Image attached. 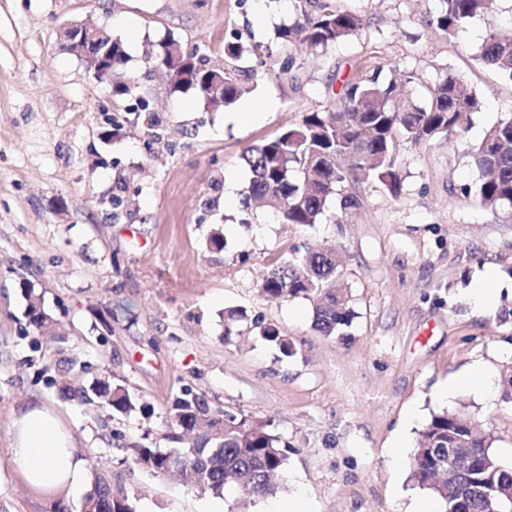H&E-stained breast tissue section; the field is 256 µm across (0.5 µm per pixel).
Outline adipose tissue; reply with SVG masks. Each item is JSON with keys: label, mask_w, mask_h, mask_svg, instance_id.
<instances>
[{"label": "adipose tissue", "mask_w": 512, "mask_h": 512, "mask_svg": "<svg viewBox=\"0 0 512 512\" xmlns=\"http://www.w3.org/2000/svg\"><path fill=\"white\" fill-rule=\"evenodd\" d=\"M12 463L36 491L83 488L89 479L70 431L50 409L33 405L13 421Z\"/></svg>", "instance_id": "obj_1"}]
</instances>
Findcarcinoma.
<instances>
[{
    "mask_svg": "<svg viewBox=\"0 0 512 512\" xmlns=\"http://www.w3.org/2000/svg\"><path fill=\"white\" fill-rule=\"evenodd\" d=\"M439 2L431 24L447 37L456 36L469 19L490 12L494 4V0ZM362 28L360 16L321 4L303 20L279 27L277 39L315 52ZM146 56L178 76L174 90L189 93L206 106H230L247 92L237 67L213 68L205 56L184 50L171 36L151 45ZM477 58L512 81V38L490 30ZM413 82L411 72L383 77L375 71L349 80L335 109L306 112L277 138L249 148L243 159L251 177L241 213L250 214L259 202L285 224L308 226L319 223L336 198L345 207L357 204L347 193L352 182L376 179L390 194H398L402 180L396 168L397 138L422 146L439 136L461 134L469 116L480 110L476 92L450 70L440 73L420 99L410 89ZM471 157L481 175L477 186L481 203L512 210V118L489 127ZM260 290L270 301L308 300L313 328L323 336L342 337L352 324L351 295L340 280L333 247L281 262L262 280ZM24 295L29 325L40 330L48 320L41 299L31 288L24 289ZM261 336L282 355H293V344L277 327H263ZM64 370L70 377L61 391L70 400L98 404L116 414L146 413L147 404L124 385L106 379L87 385L82 378L86 366L70 359L64 360ZM500 385L502 401L512 403L511 363L503 366ZM226 414L213 410L204 396L185 390L173 400L166 420L173 437L185 447L163 452L135 442L128 447L131 459L157 476L174 472L184 485L216 496L232 485L245 506L274 493L279 489L275 478L286 464L288 442L268 425L236 415L233 428L218 433L215 428ZM471 430L474 440L465 447L467 463L459 467L448 449L460 447L457 438ZM437 459L443 469L451 470V478L438 476ZM410 474L416 485L441 502L444 512H501L512 498V466L500 461L491 438L475 431L473 420L462 412L432 414L419 432ZM81 512H136L134 496L99 478L84 496Z\"/></svg>",
    "mask_w": 512,
    "mask_h": 512,
    "instance_id": "obj_1",
    "label": "carcinoma"
}]
</instances>
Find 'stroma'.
I'll return each mask as SVG.
<instances>
[{"label":"stroma","mask_w":512,"mask_h":512,"mask_svg":"<svg viewBox=\"0 0 512 512\" xmlns=\"http://www.w3.org/2000/svg\"><path fill=\"white\" fill-rule=\"evenodd\" d=\"M326 2L361 15L364 27L313 55L276 38L310 11L308 0H0V512H51L54 497L35 493L11 461L13 419L32 404L70 429L90 478L134 493L136 512H205L216 502L238 512L234 487L217 497L182 486L127 451L143 436L176 447L164 420L187 388L287 440L280 489L251 512L301 496L309 512H409L432 502L409 464L422 427L444 409L468 414L512 464V406L499 387L442 396L461 374L480 368L496 379L512 361V216L480 204L470 156L489 125L512 117V83L476 58L487 29L512 28V0H496L492 14L451 38L431 24L437 0ZM70 21L122 40L123 70L148 92L162 140L135 125L134 99L113 97L63 49L60 28ZM167 35L214 64L236 36L245 48L237 65L252 73L244 102L274 110L238 125L230 108L172 91L169 76L144 63L149 43ZM266 48L277 66L264 71L256 52ZM377 70L414 73L416 94L454 71L482 108L462 136L397 143L399 196L369 179L348 188L356 207L331 202L319 224H283L257 208L242 225L224 194L249 183L246 149L332 107L345 80ZM113 119L124 125L114 138ZM120 183L128 202L115 211L102 199ZM217 229L218 253L206 247ZM328 245L356 313L343 339L313 329L309 301L259 292L274 265ZM489 272L498 292L485 308L473 289ZM26 285L41 295L51 333L29 327ZM234 309L246 316L228 336ZM267 324L293 342V356L262 339ZM66 358L87 364L86 382L126 385L150 416L63 397Z\"/></svg>","instance_id":"1"}]
</instances>
